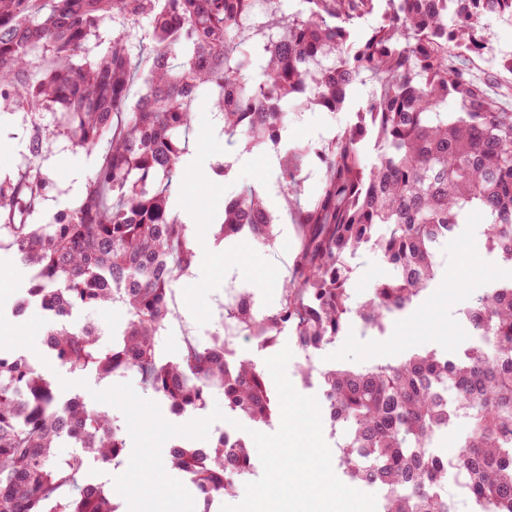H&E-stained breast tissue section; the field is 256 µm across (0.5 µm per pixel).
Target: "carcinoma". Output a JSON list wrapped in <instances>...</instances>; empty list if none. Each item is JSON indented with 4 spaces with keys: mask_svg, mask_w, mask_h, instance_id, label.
I'll return each mask as SVG.
<instances>
[{
    "mask_svg": "<svg viewBox=\"0 0 512 512\" xmlns=\"http://www.w3.org/2000/svg\"><path fill=\"white\" fill-rule=\"evenodd\" d=\"M276 0L253 19L252 0H0V106L30 117L34 161L0 179V238L34 270L29 295L57 309L48 351L72 372L134 370L176 413L224 393L233 414L266 423L274 413L265 377L227 346L245 335L262 348L291 331L304 353L339 335L353 316L379 329L412 305L438 267V248L465 216L484 218L488 248L512 270V91H490L467 65L489 53L487 21L512 24V0ZM149 20L146 92L133 105L134 24ZM112 25L105 52L90 38ZM262 62L264 78L249 72ZM204 87L224 135L248 148L277 147L293 109L340 112L367 90L355 122L312 151L279 153L281 193L298 196L304 169L322 186L294 212L303 238L280 307L257 315L224 306V335L194 339L174 357L158 339L175 315L173 287L195 258L169 197ZM56 115L58 135L88 150L109 149L84 196L43 222L52 181L35 162L50 144L39 117ZM375 157L367 160V145ZM275 218L247 189L224 204L219 237L273 240ZM378 250L393 275L352 305L348 259ZM119 305L129 319L112 347L97 324L69 322L73 309ZM475 342L463 357L416 354L399 364L322 373L323 409L346 428L342 466L350 481L386 488L381 512H455L435 490L453 469L471 498L512 512V275L465 311ZM454 392L448 398V391ZM461 451L444 460L436 433L458 420ZM67 440L103 464L125 448L121 426L79 399L61 404L52 384L22 357L0 350V512H117L99 485H77L82 454L60 461ZM170 461L204 492L227 495L254 464L243 440L179 444Z\"/></svg>",
    "mask_w": 512,
    "mask_h": 512,
    "instance_id": "obj_1",
    "label": "carcinoma"
}]
</instances>
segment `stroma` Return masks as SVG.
<instances>
[{"mask_svg": "<svg viewBox=\"0 0 512 512\" xmlns=\"http://www.w3.org/2000/svg\"><path fill=\"white\" fill-rule=\"evenodd\" d=\"M364 102V96L360 95L341 112L315 109L299 116L289 115L283 141L288 145L298 142L321 145L352 123ZM28 127L29 120L23 113L0 112V179L14 175L20 165L30 161ZM188 153L195 163L181 167L170 197L172 209L220 210L228 199L260 179L266 184L262 197L276 219L275 237L269 242L253 239L246 242L247 254L240 263L235 259V252L243 243L240 238L219 239V228L214 224L189 225L187 236L191 245L207 243L222 259L215 263L195 259L188 273L175 284L177 324L164 333L160 342L163 353L169 356L179 353L184 335L205 341L221 331L224 305L239 292L253 293L257 310L278 308L281 286L271 276L270 264L278 260L284 267H291L301 241V229L290 221L286 202L279 192L278 164L269 162L267 152H256L248 149L242 140L225 138L209 102H202L196 114ZM103 154V149L88 150L63 136L53 139L48 152L40 159L55 184L45 203L46 213L68 208L84 193ZM225 163L231 166L228 176L213 179L212 171ZM438 261L440 266L429 288L407 310L388 317L384 328H367L354 319L335 340L313 355L294 349L287 375L295 390L319 398L324 390L323 371L335 367L361 370L375 364L395 365L413 354L425 352L450 358L469 347L472 334L463 311L478 295L506 278L507 268L496 253L489 251L477 218L459 225L455 235L439 248ZM349 264L352 300L356 303L364 301L372 285L390 273L380 252L368 247L350 259ZM32 276V269L14 250L0 248V346L38 367L56 387L60 400L77 396L90 409L119 416L118 408L96 401L92 393L120 383H136L135 372L103 377L89 371L78 376L54 359L43 342V335L53 321L49 312L37 303L21 316L13 310L16 298L30 288ZM309 362L316 370L306 377L301 369ZM78 377L83 378V385H75ZM65 379L71 381V388H62ZM129 459L126 453L109 465L86 459L78 481L103 485L120 512H127L128 504L116 493L114 479L125 472Z\"/></svg>", "mask_w": 512, "mask_h": 512, "instance_id": "35a3bbf8", "label": "stroma"}]
</instances>
